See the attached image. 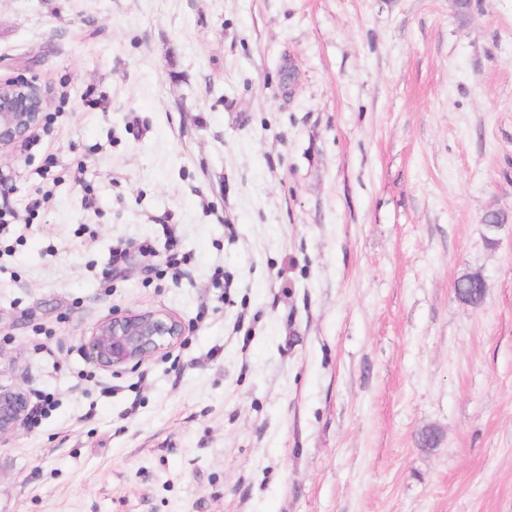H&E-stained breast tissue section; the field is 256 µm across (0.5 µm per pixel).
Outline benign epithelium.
Returning <instances> with one entry per match:
<instances>
[{"label": "benign epithelium", "mask_w": 512, "mask_h": 512, "mask_svg": "<svg viewBox=\"0 0 512 512\" xmlns=\"http://www.w3.org/2000/svg\"><path fill=\"white\" fill-rule=\"evenodd\" d=\"M47 106L36 82H0V153L38 128ZM184 332L182 321L163 313H112L93 327L86 349L99 368L112 372L151 359L177 342ZM30 405L27 389L0 384V446L25 425Z\"/></svg>", "instance_id": "1"}]
</instances>
